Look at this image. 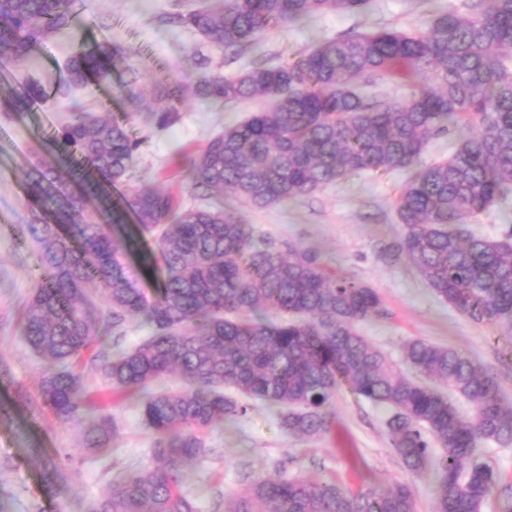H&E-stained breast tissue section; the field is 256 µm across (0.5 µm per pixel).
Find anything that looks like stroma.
<instances>
[{"instance_id":"1","label":"stroma","mask_w":512,"mask_h":512,"mask_svg":"<svg viewBox=\"0 0 512 512\" xmlns=\"http://www.w3.org/2000/svg\"><path fill=\"white\" fill-rule=\"evenodd\" d=\"M469 2L369 0L355 13H328L284 24L266 33L258 47L230 57L187 29L169 24L172 13L194 7V0H82L73 31L45 40L29 58L0 75V98L23 92L32 81L48 94L45 102L20 114L0 101V512H92L112 479L150 461L153 437L134 401L113 399L116 433L103 453L85 448L77 427L60 423L47 408L30 406L44 366L20 334L36 262L20 228L27 221L31 168L49 157L42 139L65 122L72 101L110 113L141 140L133 184L172 190L196 206L199 198L181 181L172 162L176 150L199 148L224 125L267 108L269 102L257 99L220 107L189 99L179 106V121L160 131L147 120L148 113L160 107L151 94L154 83L195 81L202 55L210 57L212 69L233 76L250 68L259 55L274 64L351 33L423 30L439 13L466 12ZM104 17L111 23L113 40L130 50L128 64L113 69L111 84L92 80L64 89L69 58L81 41L99 38L98 23ZM406 178L403 170L362 172L265 209L230 198L224 208L254 225L258 235L313 251L329 271L376 288L386 312L361 322L359 331L398 370L408 369L404 342L424 339L463 351L494 373L502 397L512 404V331L464 317L390 250L402 235L396 200ZM245 405L244 415L205 431V455L185 468L186 487L198 512H217L218 502L247 491L261 477L280 473L329 475L352 495L407 484L414 492L415 512H433L436 478L406 468L387 432L389 407L339 390L327 431L307 438L288 434L276 408L257 399ZM476 454L498 476L482 512H505L512 504V445L489 443Z\"/></svg>"}]
</instances>
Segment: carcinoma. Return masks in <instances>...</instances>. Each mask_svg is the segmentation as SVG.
I'll list each match as a JSON object with an SVG mask.
<instances>
[{"mask_svg": "<svg viewBox=\"0 0 512 512\" xmlns=\"http://www.w3.org/2000/svg\"><path fill=\"white\" fill-rule=\"evenodd\" d=\"M366 3L219 0L176 12L171 22L231 50L258 44L271 27ZM78 8L79 0H0V69L69 29ZM471 8L435 16L422 33L349 34L235 76L210 72L203 57L196 81L156 87L164 107L149 118L163 130L180 119L187 98L222 106L272 98L270 109L180 152L194 193L254 208L365 170L413 169L397 199L403 234L395 254L471 321L511 327L512 229L490 238L465 224L512 192V0H475ZM129 56L104 36L69 59L66 86L90 77L106 83L110 66ZM394 76L422 86L396 102L358 90ZM42 98L31 85L7 105L20 113ZM451 131L470 135L447 160L420 165L433 137ZM140 146L125 124L74 104L46 146L50 159L30 173L21 228L36 247L21 331L46 363L41 404L80 428L85 447L105 450L112 415L94 408L86 391V374L97 375L112 394L136 401L155 437L151 463L112 481L94 512H196L182 487L184 464L205 453L204 430L246 411L224 389L284 408L289 434L317 436L342 387L392 408L387 429L406 466L419 475L435 470L434 512H482L497 474L475 450L512 444V404L495 376L454 349L406 342L405 363L467 400L472 412L463 415L358 333L360 322L385 314L369 284L327 273L312 251L256 236L221 204L185 208L172 192L144 187L112 201L107 187L125 180ZM130 221L136 235H114ZM133 256L143 267L161 262L150 295L126 266ZM132 320L151 334L125 348L119 337ZM89 351L85 370H74ZM171 376L185 389H156ZM225 512H414V494L398 484L352 496L326 477L277 475L256 480Z\"/></svg>", "mask_w": 512, "mask_h": 512, "instance_id": "carcinoma-1", "label": "carcinoma"}]
</instances>
